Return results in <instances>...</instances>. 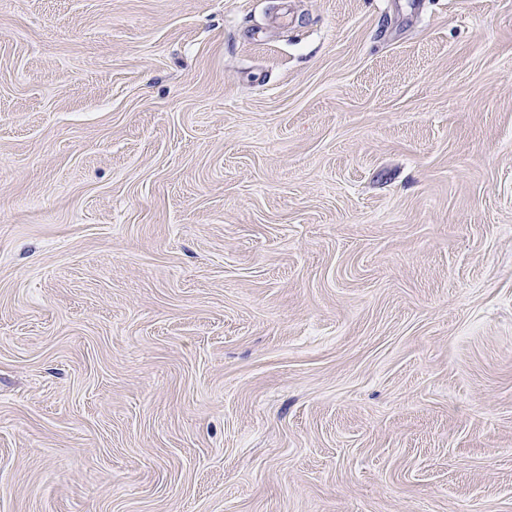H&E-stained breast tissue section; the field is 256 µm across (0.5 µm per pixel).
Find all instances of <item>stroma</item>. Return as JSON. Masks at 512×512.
Here are the masks:
<instances>
[{"label":"stroma","instance_id":"obj_1","mask_svg":"<svg viewBox=\"0 0 512 512\" xmlns=\"http://www.w3.org/2000/svg\"><path fill=\"white\" fill-rule=\"evenodd\" d=\"M0 512H512V0H0Z\"/></svg>","mask_w":512,"mask_h":512}]
</instances>
